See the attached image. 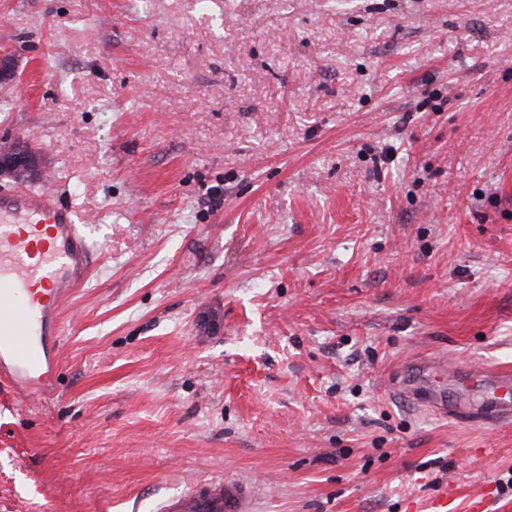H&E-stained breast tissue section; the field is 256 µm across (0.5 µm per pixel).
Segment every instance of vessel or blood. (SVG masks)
<instances>
[{"label": "vessel or blood", "instance_id": "obj_1", "mask_svg": "<svg viewBox=\"0 0 512 512\" xmlns=\"http://www.w3.org/2000/svg\"><path fill=\"white\" fill-rule=\"evenodd\" d=\"M90 273V247L77 213L55 191L0 190V379L19 398L55 394L60 367L61 313ZM446 363H408L393 386L441 415L489 425L512 424V372L470 368L456 379L466 401H448L438 381ZM247 482L191 489L161 512H250Z\"/></svg>", "mask_w": 512, "mask_h": 512}]
</instances>
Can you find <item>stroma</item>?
Returning <instances> with one entry per match:
<instances>
[{"label":"stroma","instance_id":"obj_1","mask_svg":"<svg viewBox=\"0 0 512 512\" xmlns=\"http://www.w3.org/2000/svg\"><path fill=\"white\" fill-rule=\"evenodd\" d=\"M0 138L85 221L58 391L0 383V512H512V0H0ZM447 373V364L434 360H416L399 373L393 387L420 406L427 407L453 419L467 417L472 422L489 425L512 424L511 370L491 371L469 367L455 377L463 391L471 396L463 402H448L439 386V376ZM505 391V392H503ZM251 486L241 480L209 485L206 490L190 489L166 501L162 512H250Z\"/></svg>","mask_w":512,"mask_h":512}]
</instances>
